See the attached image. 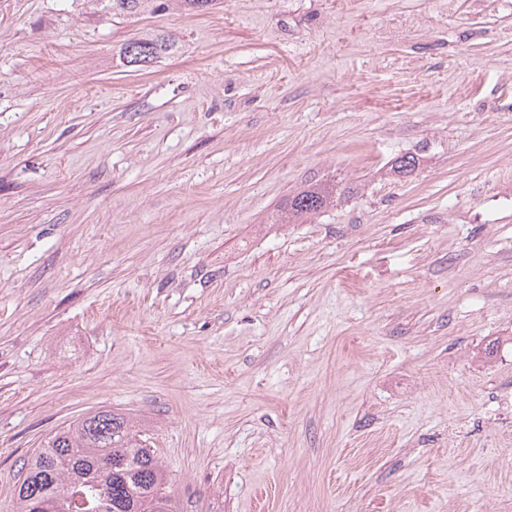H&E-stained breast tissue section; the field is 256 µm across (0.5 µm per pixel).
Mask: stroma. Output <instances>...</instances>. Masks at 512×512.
Masks as SVG:
<instances>
[{
  "label": "stroma",
  "instance_id": "obj_1",
  "mask_svg": "<svg viewBox=\"0 0 512 512\" xmlns=\"http://www.w3.org/2000/svg\"><path fill=\"white\" fill-rule=\"evenodd\" d=\"M103 409L174 512H512V0H0V512ZM169 45L164 37L149 40L133 39L128 41L121 49L126 64L132 67H143L152 62L157 55ZM336 185L330 182H321L311 185L294 195L288 197L284 213L290 220L298 221L310 215L320 213L334 202Z\"/></svg>",
  "mask_w": 512,
  "mask_h": 512
}]
</instances>
